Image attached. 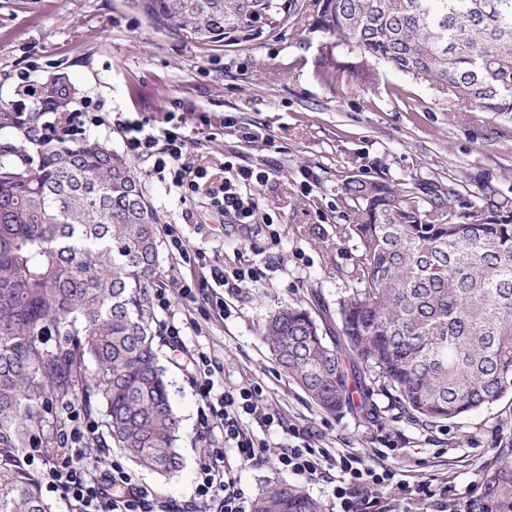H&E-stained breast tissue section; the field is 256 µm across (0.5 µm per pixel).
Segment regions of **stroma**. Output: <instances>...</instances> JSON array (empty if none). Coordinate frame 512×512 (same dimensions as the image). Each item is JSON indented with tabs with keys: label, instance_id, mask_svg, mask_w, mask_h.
Listing matches in <instances>:
<instances>
[{
	"label": "stroma",
	"instance_id": "1",
	"mask_svg": "<svg viewBox=\"0 0 512 512\" xmlns=\"http://www.w3.org/2000/svg\"><path fill=\"white\" fill-rule=\"evenodd\" d=\"M309 24L305 17L259 44L227 51L154 30L129 0H0V101L23 106L28 90L63 72L80 90L69 112L75 138L99 139L121 152L115 113L156 129L179 120L195 141L191 162L209 177L223 178L233 152L243 164L274 170L260 203L277 236L244 240L205 196L182 203L177 188L152 174L151 161H134L160 224L178 225L189 250L201 251L207 264L227 270L261 259L270 264L261 280L222 291L223 312L194 306L202 331L186 335V344L208 352L225 386L252 379L286 422L312 430L318 446L370 456L392 441L404 450L398 468L410 476L436 475L459 491L480 486L502 450L512 448V395L430 430L395 410L379 423L346 411L331 415L279 369L260 323L292 305L337 334L339 287L357 246L336 236L338 225L358 220L340 191L347 177L452 184L463 204L489 188L512 204V118L449 111L441 84L387 67L376 79L345 71L322 82L316 76L322 36L309 33ZM228 114L265 129L274 148L240 143L224 127ZM306 171L316 176L314 185L305 184ZM161 252L157 285L166 297L176 298L186 284L200 297L217 290L200 266L176 260L169 247ZM156 346L182 419L183 468L170 478L143 469L136 475L180 504L193 492L202 446L198 401L176 353L164 340Z\"/></svg>",
	"mask_w": 512,
	"mask_h": 512
}]
</instances>
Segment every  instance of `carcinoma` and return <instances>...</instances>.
<instances>
[{
    "instance_id": "cac0c4a2",
    "label": "carcinoma",
    "mask_w": 512,
    "mask_h": 512,
    "mask_svg": "<svg viewBox=\"0 0 512 512\" xmlns=\"http://www.w3.org/2000/svg\"><path fill=\"white\" fill-rule=\"evenodd\" d=\"M183 42L235 48L282 31L299 0H130ZM325 37L317 74L340 58L448 89L452 105L512 116V0H315ZM29 109L0 104V512H51L26 465L49 426L41 410L76 396L111 444L160 476L182 468L181 420L155 336L151 289L162 264L158 217L129 161L98 140L48 133L66 122L69 83H42ZM360 222L337 227L358 254L329 342L310 312L267 316L277 364L321 410L384 419L377 391L432 429L512 395V209L487 189L466 210L457 191L349 178ZM361 390L354 402L352 386ZM493 512H512V448L483 477ZM253 512H322L278 482Z\"/></svg>"
}]
</instances>
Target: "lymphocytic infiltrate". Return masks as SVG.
<instances>
[{
  "instance_id": "lymphocytic-infiltrate-1",
  "label": "lymphocytic infiltrate",
  "mask_w": 512,
  "mask_h": 512,
  "mask_svg": "<svg viewBox=\"0 0 512 512\" xmlns=\"http://www.w3.org/2000/svg\"><path fill=\"white\" fill-rule=\"evenodd\" d=\"M113 125L128 154L152 160L154 174L169 179L182 202L195 200L206 172L189 162L192 144L178 127L155 130L120 116ZM224 166L229 178L206 189L211 206L230 223L261 233L270 219L259 207L257 192L269 182L268 171L230 160ZM187 329L197 332L201 326L192 319L181 326L168 323V344L181 349L187 359L203 428L220 433L224 439L223 446L209 443L199 451L192 505H203L206 512H251L252 505L237 476L225 464L226 453L231 450L241 461L266 464L298 479L328 477L336 512H396L397 506L413 500L429 512H484V504L467 494L449 493L447 482L410 478L353 448L317 446L308 429L283 425L250 378H241L228 389L220 385L208 353L186 347L182 333ZM83 412L82 405L72 404L66 453L39 469L46 490L58 494L68 512H192V505H177L140 483L120 462L104 470L88 466L85 457L96 429ZM276 426L281 428L282 438L274 452L264 433Z\"/></svg>"
}]
</instances>
